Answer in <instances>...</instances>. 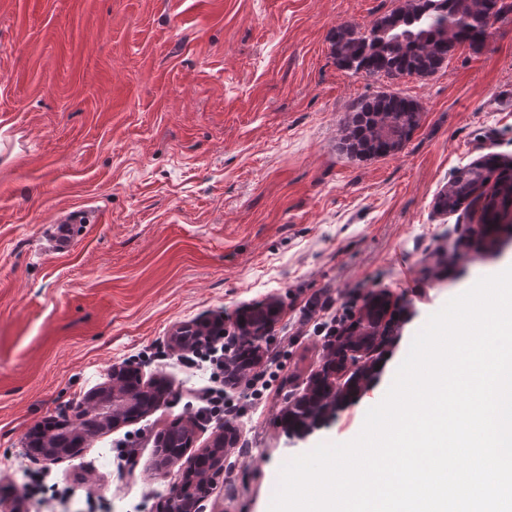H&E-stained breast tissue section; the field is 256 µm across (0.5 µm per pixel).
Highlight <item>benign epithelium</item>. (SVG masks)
<instances>
[{"label":"benign epithelium","mask_w":512,"mask_h":512,"mask_svg":"<svg viewBox=\"0 0 512 512\" xmlns=\"http://www.w3.org/2000/svg\"><path fill=\"white\" fill-rule=\"evenodd\" d=\"M394 300L384 292L367 300L350 323L326 345L323 362L310 383L302 391L285 400L283 415L304 406L307 394L313 387L326 396L333 397L340 390L338 381L344 369L368 368L375 376L376 361L367 355L387 345L390 335L386 315ZM279 316V302L272 301L265 307L241 316L234 324V332L241 344L250 347L253 360L242 363L237 359L225 362L233 380L241 384L250 370L261 363L265 340L269 337ZM224 336V315L203 320L182 322L174 326L169 336V346L176 353H192L215 346ZM173 396L172 385L161 374L145 376L140 363L127 360L115 363L108 372V379L87 395L86 406L74 416L46 420L47 429L38 447H33L28 437L21 443L28 453L48 464L73 458L86 441L104 430H116L134 423L167 403ZM184 432V452L191 451L196 442V420L188 418L178 422ZM238 429L232 425L219 427L211 441L193 453L183 478L175 482L163 501L160 512H206L205 502L209 485L224 473V454L238 441ZM200 465L209 467L208 476L198 492L186 493V478Z\"/></svg>","instance_id":"obj_1"}]
</instances>
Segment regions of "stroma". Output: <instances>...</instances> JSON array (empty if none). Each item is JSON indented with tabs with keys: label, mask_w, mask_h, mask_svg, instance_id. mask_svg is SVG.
Returning a JSON list of instances; mask_svg holds the SVG:
<instances>
[{
	"label": "stroma",
	"mask_w": 512,
	"mask_h": 512,
	"mask_svg": "<svg viewBox=\"0 0 512 512\" xmlns=\"http://www.w3.org/2000/svg\"><path fill=\"white\" fill-rule=\"evenodd\" d=\"M405 0H0V497L32 475L59 495L25 512H156L182 465L152 468L154 437L187 416L205 445L223 417L199 398L211 365L172 352L173 326L277 300L264 352L270 390L225 384L240 431L209 512H269L288 460L361 431L429 317L512 261V236L480 242L481 205L443 215L438 191L480 156L512 159V16L447 68L400 81L354 75L331 32L367 28ZM380 90L422 108L404 148L353 158L339 148L353 103ZM74 250L49 254L67 209ZM398 300L394 342L368 391L306 437L281 423L284 398L320 367L326 337L301 326L328 294ZM133 359L173 397L81 456L27 454L35 423L72 414ZM135 465H128V451ZM97 217L90 211L82 208L74 209L66 212L63 219L55 222L56 225L52 228L54 236L53 250L58 253L68 252L72 247V237L66 227V232L60 230V224H95Z\"/></svg>",
	"instance_id": "1"
}]
</instances>
